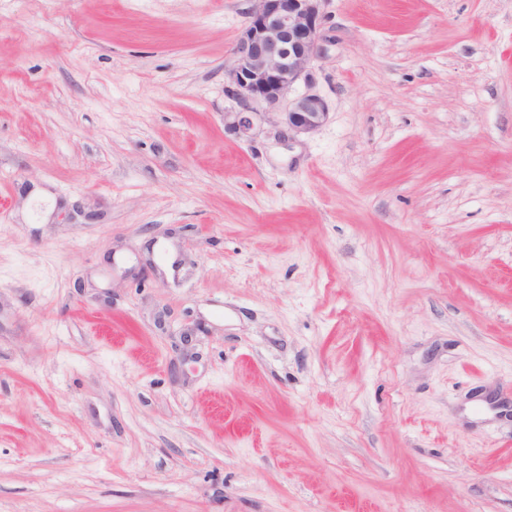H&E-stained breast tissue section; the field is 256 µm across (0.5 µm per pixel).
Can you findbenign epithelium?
<instances>
[{
	"label": "benign epithelium",
	"mask_w": 512,
	"mask_h": 512,
	"mask_svg": "<svg viewBox=\"0 0 512 512\" xmlns=\"http://www.w3.org/2000/svg\"><path fill=\"white\" fill-rule=\"evenodd\" d=\"M327 0H251L248 21L224 67V93L236 106L224 113V128L250 138L265 123L280 139L310 135L327 121L325 101L314 94L283 101L294 86L313 78L321 54Z\"/></svg>",
	"instance_id": "7a95c632"
}]
</instances>
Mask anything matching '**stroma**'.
Masks as SVG:
<instances>
[{
    "mask_svg": "<svg viewBox=\"0 0 512 512\" xmlns=\"http://www.w3.org/2000/svg\"><path fill=\"white\" fill-rule=\"evenodd\" d=\"M250 0H0V512H512V0H327L289 141ZM250 1L248 21L224 66V93L237 106L224 113V128L247 139L265 123L284 141L313 134L329 115L321 97L304 93L284 111L281 106L296 84L313 78L327 0Z\"/></svg>",
    "mask_w": 512,
    "mask_h": 512,
    "instance_id": "35a3bbf8",
    "label": "stroma"
}]
</instances>
